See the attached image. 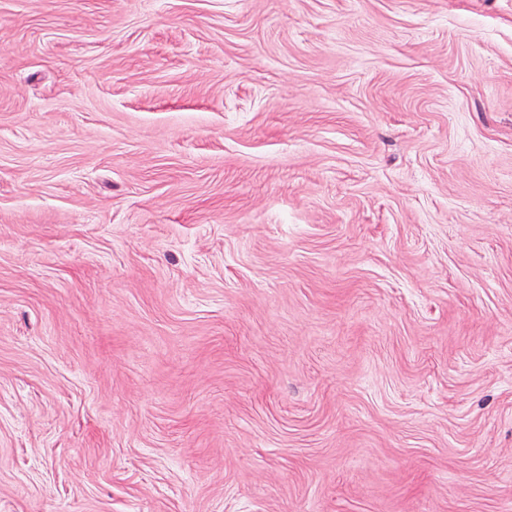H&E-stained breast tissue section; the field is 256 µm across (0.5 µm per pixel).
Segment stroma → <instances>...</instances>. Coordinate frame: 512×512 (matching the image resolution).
I'll return each instance as SVG.
<instances>
[{"mask_svg": "<svg viewBox=\"0 0 512 512\" xmlns=\"http://www.w3.org/2000/svg\"><path fill=\"white\" fill-rule=\"evenodd\" d=\"M0 512H512V0H0Z\"/></svg>", "mask_w": 512, "mask_h": 512, "instance_id": "obj_1", "label": "stroma"}]
</instances>
